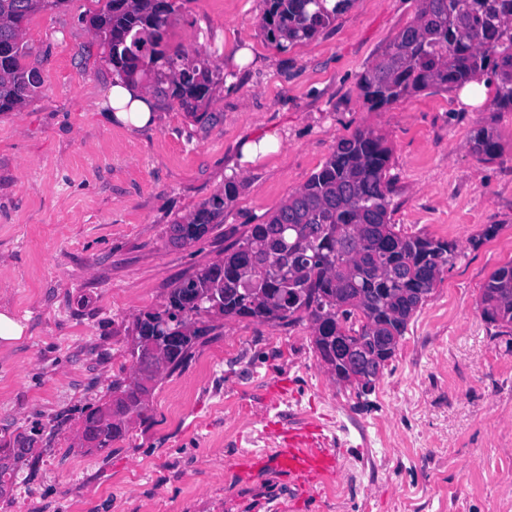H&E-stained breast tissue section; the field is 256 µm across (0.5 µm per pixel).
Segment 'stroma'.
<instances>
[{
	"instance_id": "obj_1",
	"label": "stroma",
	"mask_w": 512,
	"mask_h": 512,
	"mask_svg": "<svg viewBox=\"0 0 512 512\" xmlns=\"http://www.w3.org/2000/svg\"><path fill=\"white\" fill-rule=\"evenodd\" d=\"M101 0L32 16L24 39L43 85L0 112V305L26 326L0 341V437L34 453L0 512H512V338L481 311L512 261V112L429 89L380 110L358 81L416 14L414 0H354L313 38L279 50L263 0H187L173 43L210 54L221 79L192 118L157 100L135 131L100 111L112 67L89 23ZM503 153L477 160L473 129ZM365 130L390 150L392 221L453 243L458 257L411 319L374 391L357 397L318 364L307 323L217 319L164 371L146 420L98 451L85 413L133 376L134 322L220 260ZM279 151L241 163L242 143ZM235 181L221 224L170 244V226ZM497 225L483 238L486 225ZM318 424L343 470L307 494L274 469H244L275 423Z\"/></svg>"
}]
</instances>
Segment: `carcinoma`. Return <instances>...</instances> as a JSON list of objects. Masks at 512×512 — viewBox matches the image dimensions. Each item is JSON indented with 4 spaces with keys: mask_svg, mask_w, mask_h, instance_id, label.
Returning a JSON list of instances; mask_svg holds the SVG:
<instances>
[{
    "mask_svg": "<svg viewBox=\"0 0 512 512\" xmlns=\"http://www.w3.org/2000/svg\"><path fill=\"white\" fill-rule=\"evenodd\" d=\"M66 0H0V112L30 100L42 84L38 68L26 63L31 47L23 26L38 11ZM187 0H104L92 26L105 47V61L123 80L144 79L153 92L197 117L209 95L215 70L199 52L169 42L175 17ZM354 0H264L262 31L277 48L314 37ZM485 81L494 86L490 106L512 112V0H418L415 19L402 28L362 75L360 95L382 108L431 88L463 87ZM470 152L482 161L501 153L498 135L481 127L470 135ZM390 151L382 138L358 130L340 140L306 184L264 224L171 289L159 310L140 314L138 336H167L182 328L181 339L156 352L131 351L134 376L112 382V399L88 411L79 435H91L96 449L126 435L133 419L147 411L150 388L166 369L181 366L197 341L214 326L204 317L248 318L260 323L308 320L318 359L342 379L349 366L336 355L335 323L350 334L366 377L357 395L375 388L368 378L378 362L388 367L397 348L382 347L378 336L400 340L425 299L456 258L448 242L407 234L391 223L392 193L386 170ZM235 183L213 196L184 222L171 225L180 245L200 241L221 222ZM482 314L512 328V262L494 270L481 295ZM32 440L18 433L0 439V497L17 484Z\"/></svg>",
    "mask_w": 512,
    "mask_h": 512,
    "instance_id": "carcinoma-1",
    "label": "carcinoma"
}]
</instances>
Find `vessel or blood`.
Returning <instances> with one entry per match:
<instances>
[{
  "label": "vessel or blood",
  "instance_id": "1",
  "mask_svg": "<svg viewBox=\"0 0 512 512\" xmlns=\"http://www.w3.org/2000/svg\"><path fill=\"white\" fill-rule=\"evenodd\" d=\"M278 448L263 458V465L279 472L305 490H313L341 468V449L324 446L315 427H288L282 431Z\"/></svg>",
  "mask_w": 512,
  "mask_h": 512
}]
</instances>
